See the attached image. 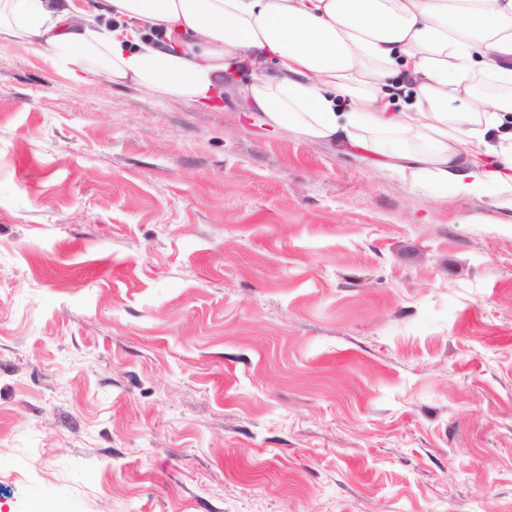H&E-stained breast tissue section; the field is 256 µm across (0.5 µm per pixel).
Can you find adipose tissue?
Here are the masks:
<instances>
[{
    "mask_svg": "<svg viewBox=\"0 0 512 512\" xmlns=\"http://www.w3.org/2000/svg\"><path fill=\"white\" fill-rule=\"evenodd\" d=\"M0 38L74 83L103 72L201 105L240 69L250 78L233 91L253 125L384 157L431 194L512 183V100L448 107L477 75L512 83V0H105L91 13L0 0Z\"/></svg>",
    "mask_w": 512,
    "mask_h": 512,
    "instance_id": "1",
    "label": "adipose tissue"
}]
</instances>
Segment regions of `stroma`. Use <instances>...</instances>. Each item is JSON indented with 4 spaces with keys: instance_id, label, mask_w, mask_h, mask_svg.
<instances>
[{
    "instance_id": "35a3bbf8",
    "label": "stroma",
    "mask_w": 512,
    "mask_h": 512,
    "mask_svg": "<svg viewBox=\"0 0 512 512\" xmlns=\"http://www.w3.org/2000/svg\"><path fill=\"white\" fill-rule=\"evenodd\" d=\"M0 42V512H512V224Z\"/></svg>"
}]
</instances>
